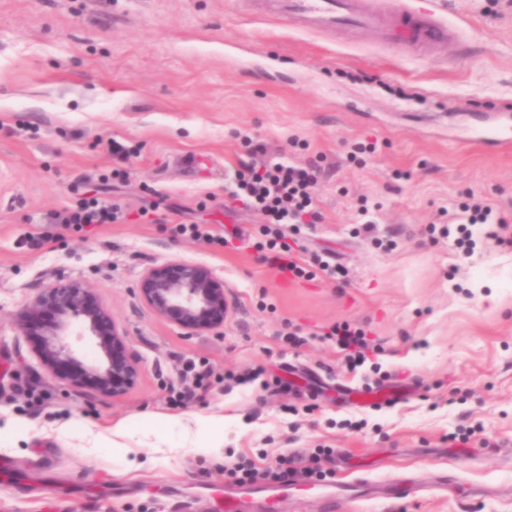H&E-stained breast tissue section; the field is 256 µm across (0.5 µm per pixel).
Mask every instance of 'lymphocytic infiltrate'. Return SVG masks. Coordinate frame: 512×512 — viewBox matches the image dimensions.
Returning a JSON list of instances; mask_svg holds the SVG:
<instances>
[{"label": "lymphocytic infiltrate", "instance_id": "1", "mask_svg": "<svg viewBox=\"0 0 512 512\" xmlns=\"http://www.w3.org/2000/svg\"><path fill=\"white\" fill-rule=\"evenodd\" d=\"M255 162L235 170L232 177L233 188L229 194L231 203L246 209L261 211L268 219L265 229L266 240L262 245L266 260L289 279L311 278L301 256L299 243L289 242L284 231L288 224H314L320 214L313 207V193L318 183L319 172L295 164L273 163L265 160L266 148L255 144ZM119 203L108 198L82 202L75 209L62 216L65 224H114L123 216ZM321 337L335 344L342 353L348 369H356L369 361L373 349L363 330L346 324H333L323 329ZM332 448L323 449L321 455L303 458L282 457L277 464L262 467L254 462H239L224 467V474L233 483L256 484L284 482L285 479H325L320 461L322 457L335 456Z\"/></svg>", "mask_w": 512, "mask_h": 512}]
</instances>
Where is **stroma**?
<instances>
[{
	"mask_svg": "<svg viewBox=\"0 0 512 512\" xmlns=\"http://www.w3.org/2000/svg\"><path fill=\"white\" fill-rule=\"evenodd\" d=\"M382 3L432 5L462 36L411 50L376 29L309 32L256 0H0V512H224L225 462L328 447L337 480L424 487L342 512H512V145L467 141L512 123V0ZM253 140L319 169L320 222L285 232L346 278L284 279L252 247L263 215L225 212ZM359 142L376 149L350 161ZM95 195L126 221L54 223ZM158 197L163 223L140 220ZM475 199L509 241L478 226L467 254L450 230ZM178 224H233L250 245ZM182 261L223 278V329L189 332L143 300L144 271ZM67 281L126 334L139 375L122 397L69 388L31 355L21 315ZM335 323L366 332L372 366L346 370L319 337ZM191 363L210 385L173 404ZM398 379L402 403L349 399ZM213 416L223 433L198 431ZM187 227L186 224H179L176 231L181 234H185L189 231L190 236L196 239H203L211 244L224 245V247L234 246V240H241V237L236 229L232 231H224V236L214 235L210 230L202 228L199 224H190Z\"/></svg>",
	"mask_w": 512,
	"mask_h": 512,
	"instance_id": "1",
	"label": "stroma"
}]
</instances>
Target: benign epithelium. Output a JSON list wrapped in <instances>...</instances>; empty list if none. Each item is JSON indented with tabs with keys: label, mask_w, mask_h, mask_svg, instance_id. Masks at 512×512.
<instances>
[{
	"label": "benign epithelium",
	"mask_w": 512,
	"mask_h": 512,
	"mask_svg": "<svg viewBox=\"0 0 512 512\" xmlns=\"http://www.w3.org/2000/svg\"><path fill=\"white\" fill-rule=\"evenodd\" d=\"M139 291L161 317L171 319L192 333L224 326L229 301L224 281L210 268L189 261L146 269ZM51 312L45 319L42 312ZM21 329L34 337L32 352L47 373L73 388H86L118 398L138 376L137 364L115 359L123 349L125 334L103 307L93 303L91 289L71 281L46 288L25 309ZM90 337L101 358L80 360L70 338Z\"/></svg>",
	"instance_id": "1"
}]
</instances>
